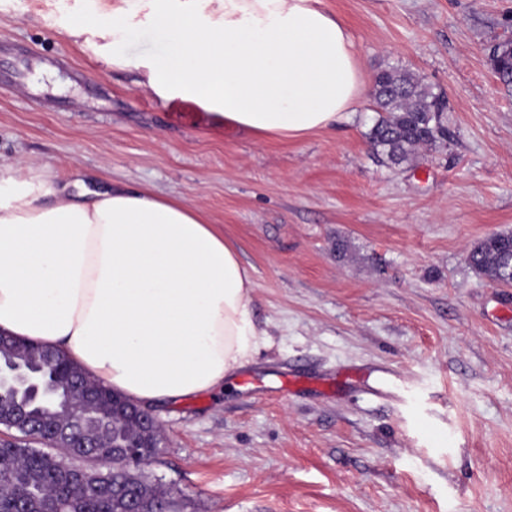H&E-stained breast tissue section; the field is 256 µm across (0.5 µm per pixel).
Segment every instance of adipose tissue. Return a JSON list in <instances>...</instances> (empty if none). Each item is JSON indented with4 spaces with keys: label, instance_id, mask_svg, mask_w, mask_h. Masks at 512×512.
I'll use <instances>...</instances> for the list:
<instances>
[{
    "label": "adipose tissue",
    "instance_id": "adipose-tissue-1",
    "mask_svg": "<svg viewBox=\"0 0 512 512\" xmlns=\"http://www.w3.org/2000/svg\"><path fill=\"white\" fill-rule=\"evenodd\" d=\"M142 23L168 49L133 62L123 46ZM68 33L260 141L346 122L365 89L325 0H92ZM254 288L196 208L122 187L80 200L49 166L0 164V332L65 353L142 407L212 391L251 361Z\"/></svg>",
    "mask_w": 512,
    "mask_h": 512
}]
</instances>
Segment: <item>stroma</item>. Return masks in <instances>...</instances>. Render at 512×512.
Instances as JSON below:
<instances>
[{"mask_svg": "<svg viewBox=\"0 0 512 512\" xmlns=\"http://www.w3.org/2000/svg\"><path fill=\"white\" fill-rule=\"evenodd\" d=\"M89 0H0V163L198 208L254 269L267 333L223 392L154 406L144 464L182 512H512V287L468 249L512 230V92L489 51L512 0H325L366 82L390 66L448 101L449 136L394 166L348 123L259 142L143 89L66 33ZM369 382L253 389L250 377ZM399 382L383 396L366 388Z\"/></svg>", "mask_w": 512, "mask_h": 512, "instance_id": "stroma-1", "label": "stroma"}]
</instances>
